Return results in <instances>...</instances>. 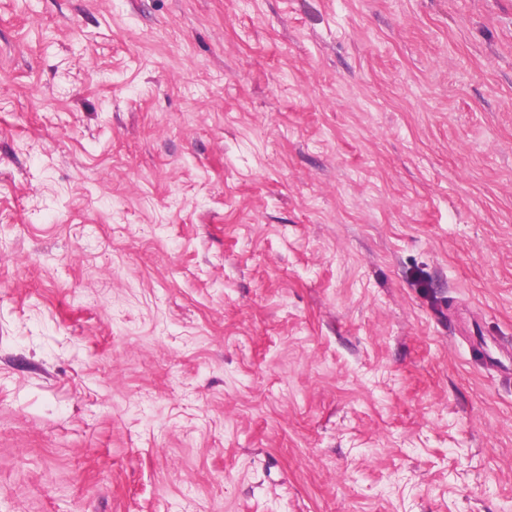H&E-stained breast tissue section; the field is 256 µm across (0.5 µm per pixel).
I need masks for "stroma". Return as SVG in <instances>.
<instances>
[{"label":"stroma","instance_id":"1","mask_svg":"<svg viewBox=\"0 0 512 512\" xmlns=\"http://www.w3.org/2000/svg\"><path fill=\"white\" fill-rule=\"evenodd\" d=\"M0 512H512V0H0Z\"/></svg>","mask_w":512,"mask_h":512}]
</instances>
